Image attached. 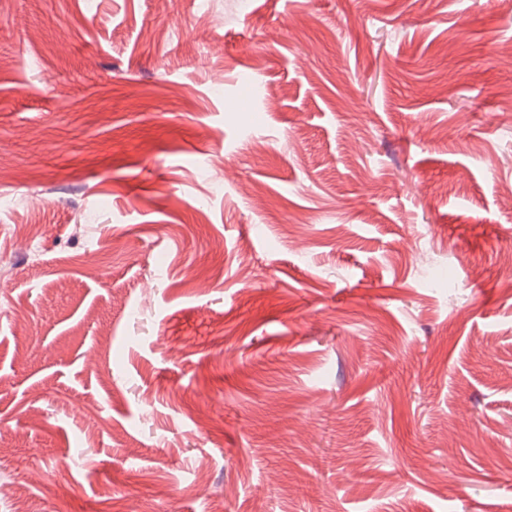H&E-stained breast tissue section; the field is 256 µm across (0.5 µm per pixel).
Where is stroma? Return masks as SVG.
I'll use <instances>...</instances> for the list:
<instances>
[{
	"label": "stroma",
	"mask_w": 512,
	"mask_h": 512,
	"mask_svg": "<svg viewBox=\"0 0 512 512\" xmlns=\"http://www.w3.org/2000/svg\"><path fill=\"white\" fill-rule=\"evenodd\" d=\"M208 3L0 0V483L512 512V0Z\"/></svg>",
	"instance_id": "stroma-1"
}]
</instances>
